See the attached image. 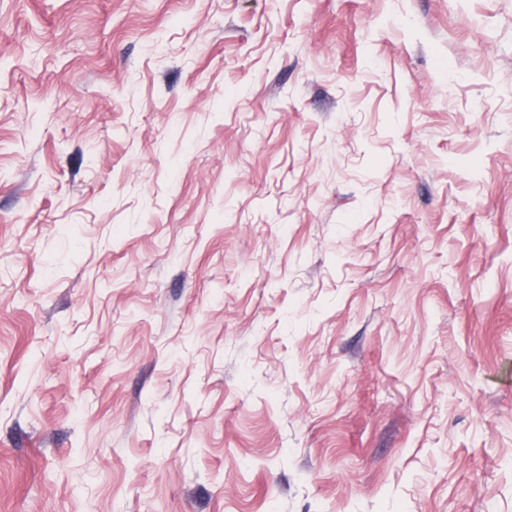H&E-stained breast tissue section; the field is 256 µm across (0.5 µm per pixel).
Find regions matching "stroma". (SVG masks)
Masks as SVG:
<instances>
[{"label": "stroma", "mask_w": 512, "mask_h": 512, "mask_svg": "<svg viewBox=\"0 0 512 512\" xmlns=\"http://www.w3.org/2000/svg\"><path fill=\"white\" fill-rule=\"evenodd\" d=\"M0 512H512V0H0Z\"/></svg>", "instance_id": "obj_1"}]
</instances>
